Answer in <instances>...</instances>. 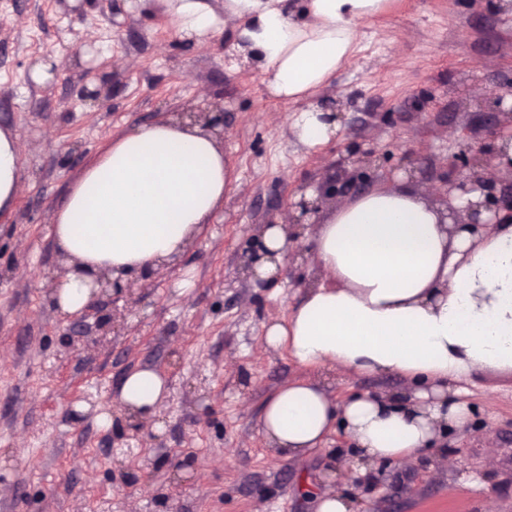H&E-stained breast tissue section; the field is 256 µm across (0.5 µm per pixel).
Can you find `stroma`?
<instances>
[{"mask_svg": "<svg viewBox=\"0 0 512 512\" xmlns=\"http://www.w3.org/2000/svg\"><path fill=\"white\" fill-rule=\"evenodd\" d=\"M235 32L227 24L199 54L155 0H0V126L24 144L26 183L0 217V512H314L312 495L340 471L348 442L336 433L303 457L275 459L258 430L263 405L305 371L286 353L256 352L268 315L290 313L310 282L311 237L277 281L255 282L244 260L259 256L262 228L287 222L302 191L353 175L341 161L347 147L371 155L357 193L384 182L441 190L451 155L488 139L472 89L512 109V9L499 2L389 0L364 24L352 63L311 99L336 108V135L315 151L270 133L279 105L233 51ZM395 43L401 61L390 72L381 59ZM62 53V71L35 85L33 65ZM87 88L100 99L85 98ZM216 111L207 127L245 194L225 200L223 220L179 265L61 314L50 291L64 266L47 226L69 183L114 136ZM186 269L187 299L177 293ZM139 368L169 383L149 419L119 400ZM468 401L471 421L443 441L457 469L433 456L377 464L347 484L357 512H484L489 499L512 512V375H478ZM103 411L107 430L95 421Z\"/></svg>", "mask_w": 512, "mask_h": 512, "instance_id": "1", "label": "stroma"}]
</instances>
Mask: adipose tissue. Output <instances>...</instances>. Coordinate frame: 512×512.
Here are the masks:
<instances>
[{
  "label": "adipose tissue",
  "instance_id": "ef3b65f1",
  "mask_svg": "<svg viewBox=\"0 0 512 512\" xmlns=\"http://www.w3.org/2000/svg\"><path fill=\"white\" fill-rule=\"evenodd\" d=\"M387 0H160L167 24L204 53L231 15L243 25L235 47L263 75L286 113L280 129L314 148L336 134L310 98L354 56L361 22ZM24 146L0 127V214L17 204ZM242 182L215 132L173 119L109 140L73 180L48 226L65 271L51 291L56 307L81 313L102 279L125 282L178 261L224 199ZM480 190L437 200L435 188L415 191L379 184L338 196L312 234L314 282L289 317L270 315L259 352H286L300 366L341 378L395 374L408 395L338 398L317 381L293 380L266 400L259 432L280 459L321 447L342 432L367 472L377 462L416 465L437 451L448 431L471 418L459 382L492 371L512 375V219L478 230L454 223L451 211L476 207ZM253 278L276 276L290 244L286 224L263 231ZM168 393L159 372L129 373L120 400L132 414H155Z\"/></svg>",
  "mask_w": 512,
  "mask_h": 512
}]
</instances>
